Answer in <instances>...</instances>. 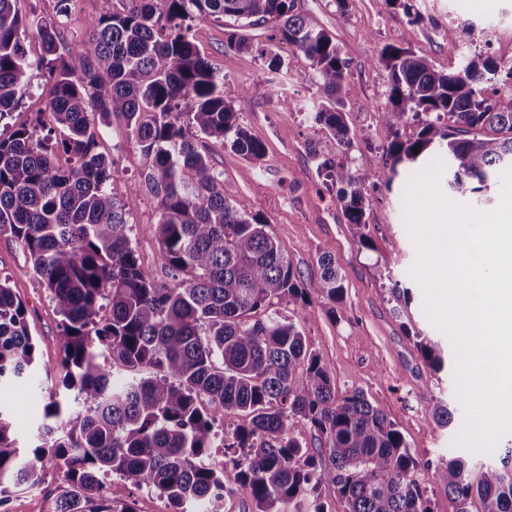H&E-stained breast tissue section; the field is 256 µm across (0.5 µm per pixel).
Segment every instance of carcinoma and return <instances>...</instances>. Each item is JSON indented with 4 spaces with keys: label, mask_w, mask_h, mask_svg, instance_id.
<instances>
[{
    "label": "carcinoma",
    "mask_w": 512,
    "mask_h": 512,
    "mask_svg": "<svg viewBox=\"0 0 512 512\" xmlns=\"http://www.w3.org/2000/svg\"><path fill=\"white\" fill-rule=\"evenodd\" d=\"M98 15L74 46L61 51L53 22L21 16L17 0H0V123L7 126L43 72L50 123L22 125L0 136V234L27 250L32 270L61 316L62 387L36 379V346L26 309L0 278V388L22 380L44 388L43 417L33 459L8 412L0 408V499L30 482L46 454L65 483L54 512H136L101 481L145 488L173 512H224V496L241 492L251 512H434L420 463L396 425L359 389L336 382L298 321L273 306L333 307L345 299L344 277L328 256L320 275L294 272L268 224L233 204L224 182L199 150L214 138L256 166L264 145L239 123L224 99V78L190 34L197 19L229 18L242 29L270 25L279 41L309 62L319 101L315 120L331 146L358 138L341 108L350 95L347 62L334 38L296 9L295 0H99ZM37 31L42 54L27 55L22 34ZM453 70L443 73L388 46L378 63L387 73L390 106L381 114L391 134L387 168L374 161L355 171L327 154L318 169L336 186V201L353 235L366 232L365 190L371 178L391 186L397 165L446 152L448 185L480 191L502 166L512 167V66L465 53L448 29ZM225 48L250 51L249 38L229 33ZM82 60L74 71L68 56ZM421 118L413 140L402 135ZM114 124L138 146L147 188L158 201L155 237L164 276L142 265L133 247L131 202L113 193L118 170L98 151L96 125ZM70 165L56 164V152ZM437 371V343L416 342ZM246 420L222 438L236 470L205 462L215 423L226 411ZM313 429L323 448L303 446L294 428ZM331 477L336 498L320 486ZM456 512H512V448L472 474L462 456L442 459L431 473Z\"/></svg>",
    "instance_id": "obj_1"
}]
</instances>
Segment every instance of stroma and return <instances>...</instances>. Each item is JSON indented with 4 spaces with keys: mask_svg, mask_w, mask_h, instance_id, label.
I'll use <instances>...</instances> for the list:
<instances>
[{
    "mask_svg": "<svg viewBox=\"0 0 512 512\" xmlns=\"http://www.w3.org/2000/svg\"><path fill=\"white\" fill-rule=\"evenodd\" d=\"M298 12L309 16L336 40L348 63L351 93L345 118L360 138L353 147H331L327 130L314 119L317 88L296 81L307 72L308 60L285 43H272L266 26L250 29V52L225 49L229 22L197 20L193 37L211 65L224 78V98L237 112L242 126L265 146L255 169H248L238 152L212 139L199 140L214 168L235 188L239 210L260 214L288 255L294 272L308 281L320 274L322 255L334 258L345 284L341 309L331 311L320 298L308 305L280 302L279 314L299 319L312 348L318 350L336 381L339 392L359 389L393 421L420 463L464 456L480 465L487 456L455 445L463 424V411L455 395L454 355L450 342L426 318L423 292L409 276L415 249L403 221V195L419 163L400 165L392 185L370 181L366 211L371 247L354 239L351 226L336 201V191L317 171L318 155L334 152L338 161L359 166L370 159L388 165L385 147L390 132L380 119L388 106L387 73L378 62L383 47L406 46L435 70L450 64L444 38L455 29L467 41L469 25L487 27V41L471 45L476 55L512 61V0H296ZM21 15L37 13L55 19L64 41L83 36L99 11V0H71L67 14H59L57 0H18ZM422 19L411 25L409 10ZM275 46L283 60L279 71L268 67L259 49ZM97 141L119 176L113 184L119 197L130 200L131 239L145 268L160 274L163 253L154 236L157 201L143 184V158L125 131L98 125ZM0 277L8 278L21 297L31 334L37 345V362L45 384H60L62 366L60 317L48 293L35 279L27 251L9 235L0 234ZM409 291V300L392 296V285ZM433 338L444 352L442 371H434L416 349L417 335ZM6 405L20 440L35 445L41 422L42 396L20 387L7 390ZM448 404L454 415L446 427L432 420V400ZM62 473L51 459L38 463L36 474L24 490L10 494L0 512H53Z\"/></svg>",
    "mask_w": 512,
    "mask_h": 512,
    "instance_id": "35a3bbf8",
    "label": "stroma"
}]
</instances>
